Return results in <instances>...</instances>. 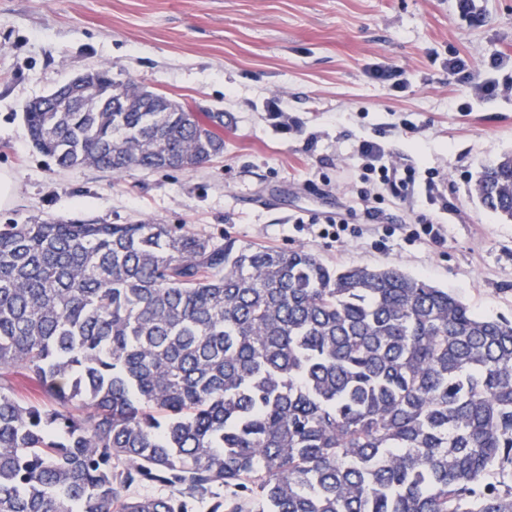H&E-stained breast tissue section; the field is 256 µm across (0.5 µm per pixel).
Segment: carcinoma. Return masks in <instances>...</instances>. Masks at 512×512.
Returning a JSON list of instances; mask_svg holds the SVG:
<instances>
[{
    "label": "carcinoma",
    "instance_id": "carcinoma-1",
    "mask_svg": "<svg viewBox=\"0 0 512 512\" xmlns=\"http://www.w3.org/2000/svg\"><path fill=\"white\" fill-rule=\"evenodd\" d=\"M103 90L25 106L58 168L224 153V113ZM474 191L512 219V155ZM0 512H512V320L397 266L149 222L1 224Z\"/></svg>",
    "mask_w": 512,
    "mask_h": 512
}]
</instances>
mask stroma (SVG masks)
<instances>
[{
    "label": "stroma",
    "instance_id": "stroma-1",
    "mask_svg": "<svg viewBox=\"0 0 512 512\" xmlns=\"http://www.w3.org/2000/svg\"><path fill=\"white\" fill-rule=\"evenodd\" d=\"M460 58L467 74L449 75ZM512 0H0V224L95 219L181 225L221 240L303 249L333 267L396 265L512 319V220L478 203L483 164L512 154ZM108 65L171 99L227 113L224 154L195 170L57 169L25 104ZM502 84L476 98L473 77ZM416 171L408 196L365 216L363 141ZM438 172L440 204L425 202ZM345 219L356 238L325 235ZM431 222L445 241L405 238Z\"/></svg>",
    "mask_w": 512,
    "mask_h": 512
}]
</instances>
